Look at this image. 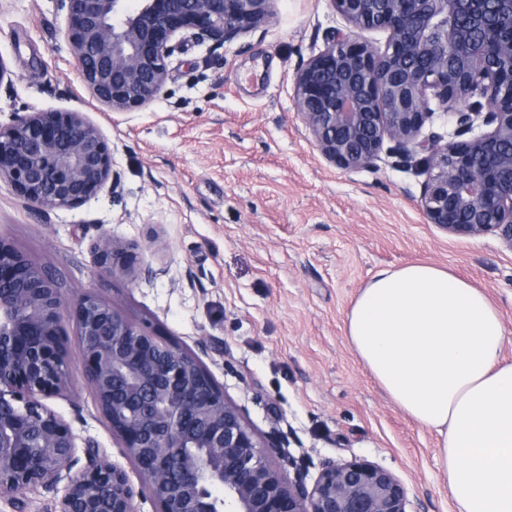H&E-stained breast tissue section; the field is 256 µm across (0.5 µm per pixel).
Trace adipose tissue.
Returning <instances> with one entry per match:
<instances>
[{
    "label": "adipose tissue",
    "mask_w": 512,
    "mask_h": 512,
    "mask_svg": "<svg viewBox=\"0 0 512 512\" xmlns=\"http://www.w3.org/2000/svg\"><path fill=\"white\" fill-rule=\"evenodd\" d=\"M376 383L440 437L458 512H512V362L497 308L450 271H379L345 325Z\"/></svg>",
    "instance_id": "obj_1"
}]
</instances>
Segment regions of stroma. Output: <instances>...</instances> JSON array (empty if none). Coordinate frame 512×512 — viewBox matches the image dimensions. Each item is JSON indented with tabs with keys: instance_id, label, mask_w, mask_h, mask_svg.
I'll return each mask as SVG.
<instances>
[{
	"instance_id": "35a3bbf8",
	"label": "stroma",
	"mask_w": 512,
	"mask_h": 512,
	"mask_svg": "<svg viewBox=\"0 0 512 512\" xmlns=\"http://www.w3.org/2000/svg\"><path fill=\"white\" fill-rule=\"evenodd\" d=\"M271 22L218 50L182 44L150 105L111 112L84 87L54 0H0V122L79 111L102 130L118 199L41 210L0 180V237L45 270L68 301L91 293L161 340L198 355L248 410L260 440L288 437L311 471L365 459L394 471L412 512H457L435 431L379 388L345 334L379 271L428 263L499 309L512 360V250L492 233L448 235L420 205L424 178L382 158L350 171L317 151L293 102L294 75L343 21L329 0H274ZM137 244L149 282L111 275L97 245ZM65 395L46 403L78 439L128 474L140 512L156 505L100 414L72 312L62 321ZM211 342L201 353V342ZM63 485L0 499V512H57Z\"/></svg>"
}]
</instances>
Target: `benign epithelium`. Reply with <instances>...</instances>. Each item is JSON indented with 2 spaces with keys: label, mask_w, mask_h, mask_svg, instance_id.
Listing matches in <instances>:
<instances>
[{
  "label": "benign epithelium",
  "mask_w": 512,
  "mask_h": 512,
  "mask_svg": "<svg viewBox=\"0 0 512 512\" xmlns=\"http://www.w3.org/2000/svg\"><path fill=\"white\" fill-rule=\"evenodd\" d=\"M91 97L112 112L151 104L168 58L190 40L222 46L273 17V0H56ZM344 26L294 77L293 102L319 153L345 170L376 164L384 143L408 166L421 156L420 202L453 236L496 234L512 249V0H330ZM387 33L384 46L364 33ZM448 140L422 136L435 112ZM41 209L118 196L112 152L84 112H16L0 123V179ZM100 263L151 281L134 247L105 237ZM65 303L54 281L0 237V496L52 486L75 459L77 436L44 399L67 390ZM98 407L134 464L156 512H407L392 470L326 460L316 477L262 442L198 356L159 342L94 294L73 307ZM86 464L58 512H138L124 469L84 439ZM281 454L279 468L269 463Z\"/></svg>",
  "instance_id": "benign-epithelium-1"
}]
</instances>
